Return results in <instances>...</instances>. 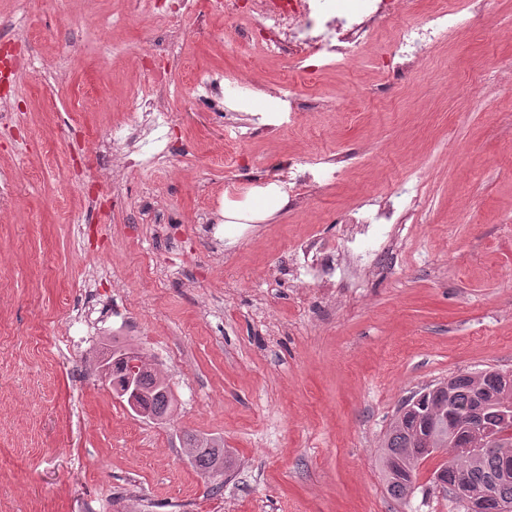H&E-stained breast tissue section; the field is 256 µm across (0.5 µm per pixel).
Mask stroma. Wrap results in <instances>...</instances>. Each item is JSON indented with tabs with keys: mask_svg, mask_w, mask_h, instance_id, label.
<instances>
[{
	"mask_svg": "<svg viewBox=\"0 0 512 512\" xmlns=\"http://www.w3.org/2000/svg\"><path fill=\"white\" fill-rule=\"evenodd\" d=\"M431 0L381 26L305 85L287 55L251 47L248 18L197 0H0V39L29 68L0 118V512H464L433 489L393 499L379 449L403 400L459 373H512V0L404 73L391 50ZM248 78L216 112L195 77ZM167 112L136 148L139 95ZM276 185L288 204L225 223ZM405 190L373 235L347 218ZM367 252L371 270L322 296L300 244ZM129 342L174 395L162 422L130 412L98 373ZM223 442L224 487L184 433Z\"/></svg>",
	"mask_w": 512,
	"mask_h": 512,
	"instance_id": "stroma-1",
	"label": "stroma"
}]
</instances>
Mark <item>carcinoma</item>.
<instances>
[{
	"label": "carcinoma",
	"instance_id": "carcinoma-1",
	"mask_svg": "<svg viewBox=\"0 0 512 512\" xmlns=\"http://www.w3.org/2000/svg\"><path fill=\"white\" fill-rule=\"evenodd\" d=\"M133 349L116 341L107 348L102 359L112 370L129 378L126 358ZM485 391L477 394L473 376L457 374L448 377L450 390L428 395L420 406L407 414L405 422L394 421L385 435L380 451V463L390 494L397 500H405L414 493L417 469L413 454L416 448H452L456 438L463 437L470 418L480 411L484 420L493 419L492 402L503 388V374L497 369L482 372ZM133 383L139 397L151 418L163 420L173 410V397L169 385L148 366L139 370ZM184 441L192 449L194 466L203 474L224 475L234 467L230 453L223 444L201 440L192 433L184 434ZM501 466L500 449L480 448L477 451H460L449 457L448 463L438 469L441 481L454 483L455 476L461 475L465 495H458L455 501L465 510L470 502L480 499L489 487H494L495 497L487 502L483 512H498V506H512V482H496Z\"/></svg>",
	"mask_w": 512,
	"mask_h": 512
}]
</instances>
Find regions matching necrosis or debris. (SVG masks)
<instances>
[{
	"instance_id": "4bbe7bcc",
	"label": "necrosis or debris",
	"mask_w": 512,
	"mask_h": 512,
	"mask_svg": "<svg viewBox=\"0 0 512 512\" xmlns=\"http://www.w3.org/2000/svg\"><path fill=\"white\" fill-rule=\"evenodd\" d=\"M407 6L408 0H350L339 11L332 0H250L248 8L262 51L332 62L353 56L372 39L382 21L402 14ZM466 21L463 10H435L430 27L404 30L393 55L403 64L414 65Z\"/></svg>"
}]
</instances>
